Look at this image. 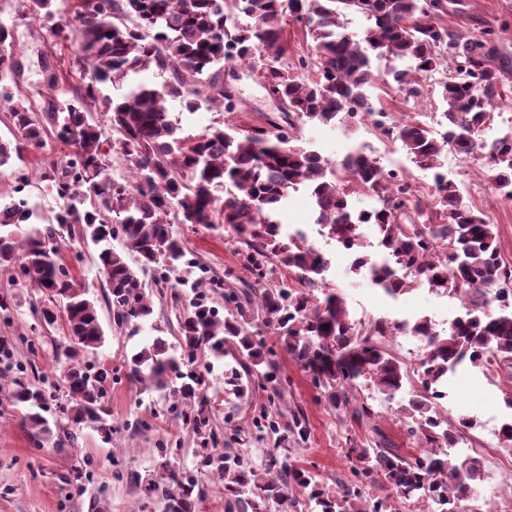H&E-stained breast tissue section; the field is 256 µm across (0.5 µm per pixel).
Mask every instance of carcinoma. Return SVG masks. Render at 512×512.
<instances>
[{"label":"carcinoma","mask_w":512,"mask_h":512,"mask_svg":"<svg viewBox=\"0 0 512 512\" xmlns=\"http://www.w3.org/2000/svg\"><path fill=\"white\" fill-rule=\"evenodd\" d=\"M54 0H23L27 15L52 37L68 24L56 21ZM78 49L73 65L91 72L86 82L50 78L51 111L39 112L25 100L13 101L17 47L13 32L0 25V91L12 102L10 121L26 146L43 147L47 131L75 147L67 165L51 178L59 212L42 228L37 207L25 200L0 203V267L19 265L53 307L60 308L65 327L63 380L67 411L76 424L107 426L104 397L111 375L102 367L88 370V358L104 341L93 300L57 260L51 242L74 229L97 247L96 265L106 278L107 301L120 328L139 330L153 312L146 284L124 253L140 257L142 268L153 264L177 271L185 257L183 241L169 229L167 217L181 224H224L233 230V253L254 275L235 288L231 272L210 282L224 298V312L202 298L193 299L178 321V346L157 337L125 358L127 377L149 382L169 396V410L200 436L218 443L210 425L207 375L211 363H197L200 352L216 362L230 359L224 384L243 393L246 384L267 385L272 398H282L285 378L273 349L260 329L276 339L310 377L328 404L354 422L376 420L371 405L355 394L357 380L367 376L375 390L393 400L410 379L408 367L386 346L390 327L381 320L353 321L335 293L319 299L318 276L326 255L307 244L302 232L285 234L278 211L290 192L310 190L315 223L354 255V266L368 268L376 285L389 293L424 281L482 314L467 313L442 335L427 320L411 326L424 337L425 358L415 375L416 393L399 406L402 426L414 448H400L377 425L368 447L348 449L350 475L324 485L302 462L291 461L286 448H270L256 465L243 450L224 440L218 455L197 449L200 464L215 466L224 481V512H298L299 498L310 512H401V505L430 501L431 512H481L474 494L487 479L475 457L453 451L457 439L475 427L473 420L451 421L442 414L434 385L462 363L481 371L492 366L512 369V311L485 310L487 294L512 299V268L500 258L497 225L463 203L459 187L438 182L432 201L421 202L403 173H384L368 156H346L339 169L343 181L331 180L330 163L320 154L291 145L292 117L323 124L344 122L347 104L371 103L368 88L380 79L413 94V84L439 68L448 71L438 83L444 104L445 133L406 119L381 127L405 148L423 170L439 167L450 148L462 155L480 151L489 177L512 200V131L491 142L478 140L490 124L489 107L501 103L504 82L490 36L454 32L442 23L448 0H101L96 13L73 5ZM363 19L360 38L344 32V19ZM250 18L242 26L239 16ZM133 16L136 26L125 18ZM302 24L305 44L292 49L285 36L288 19ZM235 73L244 67L263 80L279 100L281 115L247 131L222 122L197 135L183 136L169 118L168 98L188 90L185 106L239 111L218 65ZM170 71L172 81L159 89L133 84L121 98L102 94L106 85L124 82L149 66ZM104 104L102 119L92 104ZM127 163L129 176L116 179L113 162ZM369 193L374 204L354 211L349 197ZM28 225L25 235L17 230ZM371 224L387 254L376 263L358 253L360 227ZM120 240L123 251L111 244ZM415 271L394 280L392 266ZM53 307L41 308L45 323L57 321ZM15 401L26 409L24 420L47 431L43 392L20 385ZM285 413L262 409L253 426L278 429ZM161 452L154 472L174 486L162 495L164 512H198L207 492L187 472L175 468Z\"/></svg>","instance_id":"cac0c4a2"}]
</instances>
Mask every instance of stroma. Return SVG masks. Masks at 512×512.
<instances>
[{"label":"stroma","mask_w":512,"mask_h":512,"mask_svg":"<svg viewBox=\"0 0 512 512\" xmlns=\"http://www.w3.org/2000/svg\"><path fill=\"white\" fill-rule=\"evenodd\" d=\"M445 22L450 29L463 33L484 27L497 31L495 46L506 83L504 102L512 105V0H448ZM0 24L13 30L22 48L18 90L30 97L39 96L40 110H49L52 100L44 96L43 90L51 73H60L64 78L73 75V45L50 39L39 22L23 15L20 0H0ZM229 83L242 106L241 112L233 117L239 126L260 125L266 116L278 113L277 103L250 71L236 70ZM292 136L295 144L316 150L333 164L340 162L351 147L362 145L380 156L387 167L414 179L424 175L408 159L399 142L385 139L367 126L299 120ZM70 151V146L48 137L43 149L25 150L21 158L11 159L0 167V189L10 190L15 175L27 173L24 196L37 204L44 215L53 216L61 201L42 175L50 162H64ZM447 176L461 187L468 206L497 224L500 252L512 256V201L501 196L490 183L482 157L471 155L460 161L458 169L449 170ZM172 232L182 239L194 261L193 266L183 267L182 279L191 282L204 272L220 276L229 268L236 278L251 281V273L233 254L231 232L223 225L176 223ZM313 245L331 259L325 274V290L336 292L347 310L368 311L373 319L399 312L433 321L442 314L453 317L459 312V299L431 292L424 284L395 297L387 295L365 274L353 271L350 255L337 250L328 236L317 237ZM58 248L59 262L86 286L88 296L95 299L105 330L104 344L94 361L109 369L113 377L105 398L112 430L107 433L78 428L68 420L61 367L53 360L54 343L61 338L63 329L61 325L45 326L36 320L33 308L38 305L41 292L32 281L14 270L0 269V298L8 301L7 307L0 308V339L9 341L11 351L10 356L0 355V512H162L159 495L130 484L126 475L153 470L158 449L174 444L182 447L177 467L196 470L200 485L207 490L200 512H224L223 483L213 472L196 469L195 435L171 422L158 392L131 383L125 376V356L141 343L157 337L172 345L177 342V313L168 288L154 272H146L144 279L153 313L139 335L128 336L113 322L106 301L105 278L94 262L95 247L76 237L60 241ZM279 359L289 381L283 396L284 407L301 409L310 427L308 442L291 443V453L312 466L326 485H333L349 473L346 450L350 444H367L373 434L366 426L347 422L343 414L327 405L291 356L283 353ZM20 382L45 388L47 408L43 416L52 429L51 435L36 434L23 422L24 410L13 398ZM207 386L209 411L216 431H223L228 424L239 427L247 434L242 448L249 453L259 447H274V437L259 441L251 435L253 418L260 406L266 404L268 390L254 384L243 395L225 396L224 368L220 365L209 375ZM511 395L512 377L504 371L485 375L461 367L448 377V400L443 407L449 419L461 415L472 417L475 426L467 431L466 438L488 449L482 458L489 475L479 489L478 496L482 499L493 489L512 487V470L495 465L500 456L498 438L486 429L489 418L512 417V407L506 403Z\"/></svg>","instance_id":"obj_1"}]
</instances>
